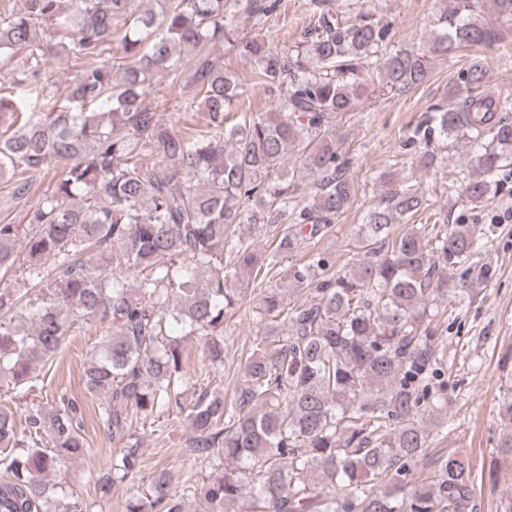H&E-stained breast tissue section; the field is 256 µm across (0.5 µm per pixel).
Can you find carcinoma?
<instances>
[{"label":"carcinoma","instance_id":"1","mask_svg":"<svg viewBox=\"0 0 512 512\" xmlns=\"http://www.w3.org/2000/svg\"><path fill=\"white\" fill-rule=\"evenodd\" d=\"M24 0L0 7V80L41 85L39 64L65 56L78 65L57 112H20L0 95V184L26 199L49 166L60 170L26 211L0 221V390L23 400L67 337L88 324L102 339L84 364L86 392L103 400L95 417L118 448L94 480L105 508L112 488L137 485L122 512H480L475 465L437 454L412 479L436 427L425 416L448 403V343L440 316L454 321L492 278L484 233L428 213L420 175L470 145L448 182L471 208L491 202L512 174V94L485 89L486 60L469 58L458 93L433 103L399 137V150L366 175L381 190L358 200L350 162H338L330 126L376 92L407 93L429 75L432 55L491 48L512 0H448L419 48L395 47L369 9L310 0L309 23L288 50L260 35L234 43L257 79L284 88L274 112H236V78L185 50L222 43L244 17L259 25L280 0ZM491 10H486V5ZM119 57L112 59V44ZM190 69L201 129L185 134L144 106L156 76L182 81ZM101 110L85 112L88 102ZM311 178L309 198L294 183ZM364 207L351 265L311 253L284 267L301 242L332 234L355 202ZM429 214L434 224L412 219ZM264 229L263 258L236 233ZM134 275L130 285L117 273ZM260 281L255 313L264 334L239 359L232 395L184 378L186 342L204 336V358L224 369L226 317L242 275ZM460 271V278L454 272ZM512 425V385L498 403ZM185 419L188 447L209 473L176 491L173 473L143 474L138 424ZM85 409L64 394L24 413L0 406V512H90L64 482L62 464L95 453Z\"/></svg>","mask_w":512,"mask_h":512}]
</instances>
